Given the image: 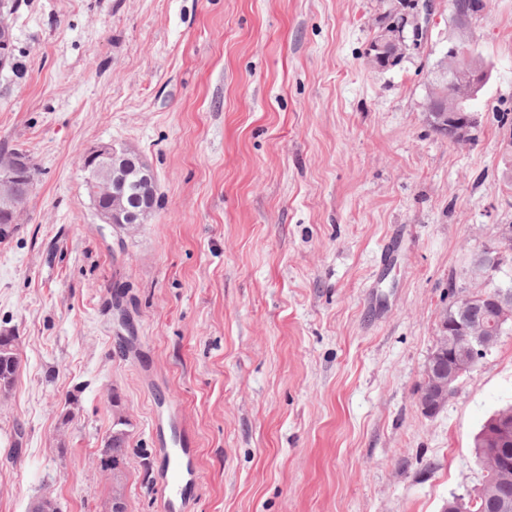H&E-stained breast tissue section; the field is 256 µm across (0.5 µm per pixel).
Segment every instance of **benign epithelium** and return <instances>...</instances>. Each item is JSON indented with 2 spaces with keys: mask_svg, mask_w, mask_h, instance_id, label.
<instances>
[{
  "mask_svg": "<svg viewBox=\"0 0 512 512\" xmlns=\"http://www.w3.org/2000/svg\"><path fill=\"white\" fill-rule=\"evenodd\" d=\"M431 13L420 10L412 26L405 30L380 23L368 47L369 63L374 68L390 66L404 60L410 51L422 43L421 32L428 29ZM13 5L0 0V72L8 69L15 50ZM489 80L488 70L472 57L462 45L448 48L432 82L431 96L426 104L428 123L448 130L453 138L467 139L481 125L480 113L461 105L465 99H475ZM130 152L112 143L99 144L83 154L87 173L85 186L97 216L104 224L116 228H132L144 223L154 209L157 181L150 166L142 161L134 183L142 189L145 205L132 209L125 203L130 175ZM32 182L31 169L25 165L0 166V238L9 237L16 227L19 211L17 187ZM477 263L490 274L499 270L501 253L487 250L477 257ZM512 322V292L507 289H483L472 295L455 298L442 314L439 333L430 354L419 391V403L428 415H435L448 404L453 383L497 346L501 333ZM512 432V419L502 420L496 436L490 441L491 450L486 464L503 465L512 471L505 447L506 434Z\"/></svg>",
  "mask_w": 512,
  "mask_h": 512,
  "instance_id": "benign-epithelium-1",
  "label": "benign epithelium"
}]
</instances>
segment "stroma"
Segmentation results:
<instances>
[{
    "label": "stroma",
    "instance_id": "obj_1",
    "mask_svg": "<svg viewBox=\"0 0 512 512\" xmlns=\"http://www.w3.org/2000/svg\"><path fill=\"white\" fill-rule=\"evenodd\" d=\"M389 0H24L0 149L34 191L0 243V512H163L155 422L197 451L178 512H441L479 488L473 438L512 405V333L443 411L418 403L440 313L512 225V0H448L397 67L369 66ZM491 77L478 137L425 104L451 43ZM154 171L144 224L101 223L81 157ZM128 421L120 473L97 452ZM16 340H17L16 336L12 335V341H13L12 346L16 347L13 357L4 359L3 361H2V359H0V379H2V380L7 379V378L10 379V381L8 382V386L3 391H1V389H0L1 393H8V391L10 390V388L13 385L16 373L18 372V370L20 368L21 360H20V356H19L18 349L16 346ZM9 341H10V333L2 332L1 333L2 346L0 349V354L4 358L9 356V354L14 350V348L11 347V345L7 344V343H9ZM4 344H7V345H4Z\"/></svg>",
    "mask_w": 512,
    "mask_h": 512
}]
</instances>
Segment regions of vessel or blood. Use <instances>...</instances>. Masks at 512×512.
<instances>
[{
  "label": "vessel or blood",
  "instance_id": "b4317fda",
  "mask_svg": "<svg viewBox=\"0 0 512 512\" xmlns=\"http://www.w3.org/2000/svg\"><path fill=\"white\" fill-rule=\"evenodd\" d=\"M157 440L166 460L161 479V500L166 512H174L187 487L194 485L196 478V451L188 440L177 435H166L164 429H157Z\"/></svg>",
  "mask_w": 512,
  "mask_h": 512
}]
</instances>
